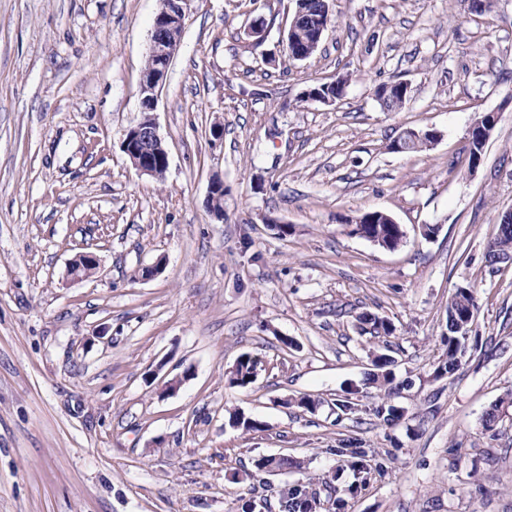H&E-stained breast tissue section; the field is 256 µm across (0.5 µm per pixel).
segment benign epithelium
Listing matches in <instances>:
<instances>
[{
  "mask_svg": "<svg viewBox=\"0 0 512 512\" xmlns=\"http://www.w3.org/2000/svg\"><path fill=\"white\" fill-rule=\"evenodd\" d=\"M190 0H160L161 7L155 16L151 34L149 57L153 64L143 70L140 78V96L142 119L131 127L122 141V150L129 158L132 166L140 175L158 176V170L168 169L169 154L164 140L158 132L154 112L158 103L159 91L165 84L171 63L180 47V37L175 34L183 30L187 7ZM341 79L330 83H322L315 88H308L303 92L306 99L324 104H333L340 96H325L321 90L337 87ZM498 115L487 112L482 115L470 130L472 139L484 142L490 137L492 124L496 123ZM439 138L435 130L406 129L396 140L393 151L403 153L412 143L425 137ZM224 190V181L218 177L212 179L209 185L208 207L211 214L219 221L224 220V210L213 208L216 194ZM97 267V259L89 253H81L69 263L68 272L74 279H82V266L78 261Z\"/></svg>",
  "mask_w": 512,
  "mask_h": 512,
  "instance_id": "benign-epithelium-1",
  "label": "benign epithelium"
}]
</instances>
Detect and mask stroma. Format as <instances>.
<instances>
[{"label":"stroma","instance_id":"35a3bbf8","mask_svg":"<svg viewBox=\"0 0 512 512\" xmlns=\"http://www.w3.org/2000/svg\"><path fill=\"white\" fill-rule=\"evenodd\" d=\"M329 5L318 50L296 61V0H192L155 112L159 180L121 148L159 0H0V512H241L249 499L279 512L281 489L305 480L340 512H512V412L483 426L512 391V265L486 258L512 211V0L480 14L463 0ZM342 75V100L303 101ZM398 81L407 102L384 111L375 90ZM492 111L470 169L469 128ZM426 127L433 146L391 151ZM369 210L403 225L400 248L354 234ZM81 252L99 268L75 280ZM460 286L477 296L476 345L438 377ZM364 313L393 335L365 333ZM245 353L257 378L231 386ZM378 353L394 361L381 388ZM348 444L368 475L339 455ZM284 455L296 467H254ZM425 136H433L435 140L434 143H436V141L440 137L438 132L435 130H417L411 128L406 129L399 135L392 150L397 153H403L408 150V147H410L413 142H417L419 139H424ZM423 148H427V146L423 143L414 144L410 147L408 153L421 151Z\"/></svg>","mask_w":512,"mask_h":512}]
</instances>
